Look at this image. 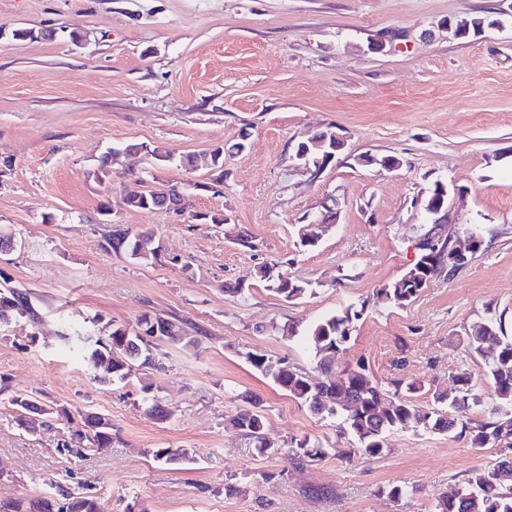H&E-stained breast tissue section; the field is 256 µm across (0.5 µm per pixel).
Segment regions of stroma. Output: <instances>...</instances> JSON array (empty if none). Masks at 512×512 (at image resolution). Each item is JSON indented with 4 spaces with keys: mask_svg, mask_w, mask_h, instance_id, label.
Masks as SVG:
<instances>
[{
    "mask_svg": "<svg viewBox=\"0 0 512 512\" xmlns=\"http://www.w3.org/2000/svg\"><path fill=\"white\" fill-rule=\"evenodd\" d=\"M485 16L495 26L451 29ZM20 28L31 37L15 39ZM331 125L346 147L311 176L295 147ZM128 143L143 152L121 153ZM154 147L172 161H155ZM217 148L223 177L189 165ZM365 152L402 166H358ZM100 169L106 178H95ZM437 180L453 189L447 235L474 229L482 250L408 306L372 302L414 263ZM170 185L184 196L181 215L125 204L129 188ZM332 203L337 223L302 247L300 227ZM114 224L153 229L160 259L106 251ZM1 225L18 248L0 255V271L29 292L37 316L0 327V500L70 492L106 512L134 499L145 512H435L439 494L491 466L496 449L396 430L381 456L344 459L335 420L244 355L314 373L312 348L283 328L366 300L338 367L364 362L385 387L423 382L414 399L427 405L452 374L480 372L462 337L487 311L512 336V0H0ZM262 265L311 283L312 294L268 291L255 277ZM235 282L244 294L226 292ZM145 314L178 322L198 347L154 339L156 369L102 383L60 337L70 324L132 328ZM245 392L278 454H259L231 427ZM148 394L168 419L148 414ZM16 395L109 418L111 447L69 456L66 425L20 414ZM296 436L328 457L294 465L286 448ZM164 447L193 459L154 461L151 449ZM390 485L407 497L390 500Z\"/></svg>",
    "mask_w": 512,
    "mask_h": 512,
    "instance_id": "1",
    "label": "stroma"
}]
</instances>
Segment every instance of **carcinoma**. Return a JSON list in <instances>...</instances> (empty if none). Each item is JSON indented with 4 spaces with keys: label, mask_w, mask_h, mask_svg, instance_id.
<instances>
[{
    "label": "carcinoma",
    "mask_w": 512,
    "mask_h": 512,
    "mask_svg": "<svg viewBox=\"0 0 512 512\" xmlns=\"http://www.w3.org/2000/svg\"><path fill=\"white\" fill-rule=\"evenodd\" d=\"M334 127L317 132L298 143V149L308 152L306 162L312 167L324 169L336 151L330 149ZM175 196L178 189L162 188L132 190L126 196V204L135 210L156 209L155 195ZM440 224H425L420 233H434L425 249L419 252L416 262L398 279L385 284L377 291V297L395 306H406L437 277L451 274L465 267L481 246L483 240L474 232L471 253L463 258L455 254L454 242L443 233ZM152 236L147 232L133 233L118 228L105 239L104 249L135 261L157 260L159 248H149ZM257 275L269 291L284 299L297 300L313 294L307 281L288 278L282 282L280 274L262 266ZM367 304L350 305L308 326L300 332L288 326V336L302 334L312 345L316 358V375L291 365L284 358L247 352L245 360L263 376L285 391L289 397L315 414L335 416L340 419V432L351 436L352 447L345 450L351 458L359 455L372 458L386 451V437L395 430L426 431L448 434L464 440L472 448L500 449V460L491 469H475L449 490L438 496L436 512H512V487L504 482L512 479V336L507 335L502 316H488L470 326L466 331V344L471 353L484 361V377L489 393H484L474 382V376L465 371L451 375L454 394L432 393L433 404L423 406L413 401L415 393L424 385L418 381L395 382L394 390L383 388L359 361L343 369L336 366L339 352L347 349L354 330V323L366 312ZM35 315L29 293L11 285L0 272V326L14 316ZM166 329L164 338L181 345L184 349L197 348L199 341L189 335L175 321L143 315L137 330L122 325L108 324L104 334L90 342H79L84 357L96 370L102 383L125 380L130 375V363L138 362L145 368L154 366L152 342L147 339L154 326ZM11 403L28 411L54 415L68 425L71 451H98L112 444V423H102V417H85L82 422L65 408H44L33 396L14 397ZM483 408L484 419L475 420L469 412ZM234 429L251 437L259 453L279 452L262 436L264 418L258 403L248 397L231 419ZM292 460L297 465L325 458L328 449L305 436L290 443ZM149 454L157 462L179 464L193 460L187 448H153ZM0 512H102L101 504L94 497L71 493L59 500L39 496L21 497L0 501Z\"/></svg>",
    "instance_id": "1"
}]
</instances>
